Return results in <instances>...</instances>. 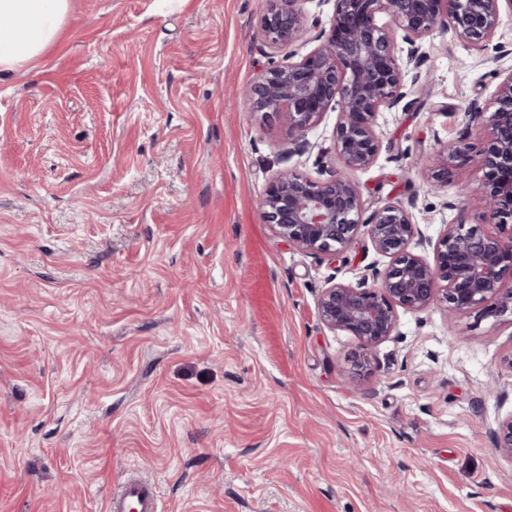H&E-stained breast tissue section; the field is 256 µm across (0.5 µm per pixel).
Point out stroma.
I'll use <instances>...</instances> for the list:
<instances>
[{
  "label": "stroma",
  "instance_id": "stroma-1",
  "mask_svg": "<svg viewBox=\"0 0 512 512\" xmlns=\"http://www.w3.org/2000/svg\"><path fill=\"white\" fill-rule=\"evenodd\" d=\"M262 0H71L58 42L0 82V512H106L124 476L164 512H512V321L444 306L399 314L361 352L317 316L329 279L385 268L368 238L337 258L275 234L260 202L288 169L334 165L337 113L309 153L241 92L282 54ZM415 103L383 111L355 179L432 244L479 224L469 123L512 67V14L479 50L435 33ZM473 159L425 178L439 146Z\"/></svg>",
  "mask_w": 512,
  "mask_h": 512
}]
</instances>
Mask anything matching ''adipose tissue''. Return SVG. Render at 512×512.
<instances>
[{
  "mask_svg": "<svg viewBox=\"0 0 512 512\" xmlns=\"http://www.w3.org/2000/svg\"><path fill=\"white\" fill-rule=\"evenodd\" d=\"M69 8L70 0H0V77L51 47Z\"/></svg>",
  "mask_w": 512,
  "mask_h": 512,
  "instance_id": "obj_1",
  "label": "adipose tissue"
}]
</instances>
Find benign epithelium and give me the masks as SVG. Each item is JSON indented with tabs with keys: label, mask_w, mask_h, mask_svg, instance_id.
I'll return each instance as SVG.
<instances>
[{
	"label": "benign epithelium",
	"mask_w": 512,
	"mask_h": 512,
	"mask_svg": "<svg viewBox=\"0 0 512 512\" xmlns=\"http://www.w3.org/2000/svg\"><path fill=\"white\" fill-rule=\"evenodd\" d=\"M329 29L318 28L298 0H263L260 31L265 44L288 51L286 61L263 71L245 92L253 112L281 118L296 133L286 154L309 148L306 136L331 109L337 111L335 151L338 165L319 177L283 170L269 183L261 201L273 231L308 254L336 258L366 234L377 253L390 258L356 282L332 279L316 301L320 321L355 336L362 346L358 377L372 371L371 350L394 335L399 310L422 312L434 304L448 315L480 309L486 316L512 315V236L478 225L448 224L433 248V260L410 251L421 233L407 209L387 203L363 218L366 210L354 173L371 166L381 150L376 119L384 110L408 108L405 74L420 61L419 43L437 31L453 40L483 46L501 24L512 0H334ZM387 22H380L381 17ZM411 46L406 61L397 41ZM314 48L298 56L297 48ZM494 110L474 102L466 109L473 123L486 122L491 147L481 156L486 179L480 188L488 223L512 222V68L500 73ZM433 175L446 182L471 161L467 146L439 149ZM495 451L512 457V416L498 427Z\"/></svg>",
	"instance_id": "benign-epithelium-1"
}]
</instances>
